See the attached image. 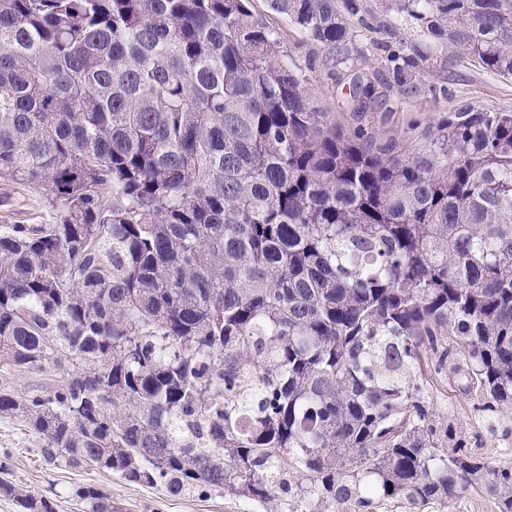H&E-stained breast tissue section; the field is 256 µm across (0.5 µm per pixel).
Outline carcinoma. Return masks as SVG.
I'll return each mask as SVG.
<instances>
[{
    "label": "carcinoma",
    "mask_w": 512,
    "mask_h": 512,
    "mask_svg": "<svg viewBox=\"0 0 512 512\" xmlns=\"http://www.w3.org/2000/svg\"><path fill=\"white\" fill-rule=\"evenodd\" d=\"M267 2L338 53L358 13ZM248 3L0 0V179L59 212L0 225V371H60L0 386V417L50 460L173 496L368 512L478 487L512 512V467L451 444L425 400L447 371L478 411L512 409V112H450L409 153L359 146ZM387 9L512 76V0ZM436 65L354 73L352 110ZM60 371L55 369H47V372L37 374H14L4 378L3 373L0 376V385L8 383V385L17 393L28 392L32 389H48L55 383L56 373Z\"/></svg>",
    "instance_id": "obj_1"
}]
</instances>
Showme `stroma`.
Wrapping results in <instances>:
<instances>
[{"label": "stroma", "instance_id": "stroma-1", "mask_svg": "<svg viewBox=\"0 0 512 512\" xmlns=\"http://www.w3.org/2000/svg\"><path fill=\"white\" fill-rule=\"evenodd\" d=\"M361 9L349 18L351 38L345 57L310 40L288 17L269 10L267 0H252L254 13L277 30L292 69L302 72L313 102L331 114L349 137L376 146L390 143L406 149L420 145L422 135L448 113L472 106L488 112H512V78L485 70L474 61L448 55L445 64L421 73L419 89L408 97H392L388 110L359 113L350 98L354 70L383 69L388 56L410 47L428 49L429 41L400 16L388 12L385 0H358ZM56 217L41 194L0 179V225L50 224ZM426 399L441 424L451 426L465 451L496 466H512V418L478 412L481 398L460 390L447 375H433ZM41 441L19 422L0 417V458H7L9 481L52 497L57 512H85L73 491L93 486L108 493L122 512H253L242 499L214 494L173 497L159 486L126 482L118 475L83 465L49 461ZM370 512H499L497 502L481 489L416 509L391 498L375 501Z\"/></svg>", "mask_w": 512, "mask_h": 512}]
</instances>
